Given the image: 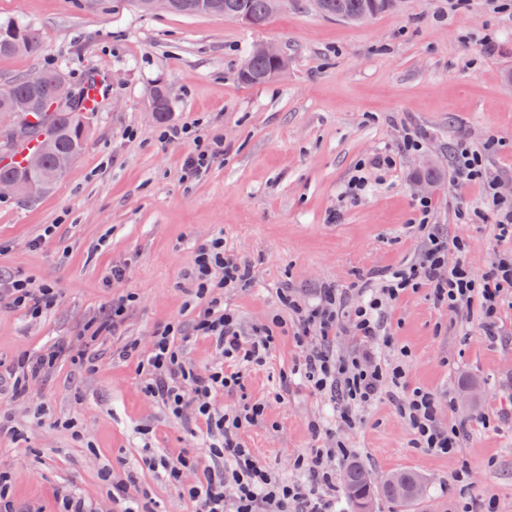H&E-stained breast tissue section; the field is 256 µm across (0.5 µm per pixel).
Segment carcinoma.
Here are the masks:
<instances>
[{"label": "carcinoma", "instance_id": "carcinoma-1", "mask_svg": "<svg viewBox=\"0 0 512 512\" xmlns=\"http://www.w3.org/2000/svg\"><path fill=\"white\" fill-rule=\"evenodd\" d=\"M222 12L227 16L243 15L252 20V26L267 25L277 13L275 0H222ZM331 16L353 23L364 15L378 16L392 12L401 6V0H329ZM205 0H175L174 12L182 15H198ZM41 45V36L33 28L8 21L0 24V57L15 54H34ZM276 68L272 60L249 51L245 58L240 78L250 84H262L271 80ZM50 81L39 89H33L21 77L0 88V108L12 106L20 101L45 102L42 111L25 113V125L34 135L47 131L52 137L53 147L44 154L43 165L31 173L34 178H47L59 182L67 169L59 161L66 156L77 157L83 150L86 131L83 123L89 110L82 97L71 103L53 97L51 79L58 71H46ZM393 481L375 483L372 474L358 460L348 461L341 472L343 490L355 512H372L374 500L381 496L389 501L409 503L417 499L415 488L421 484L420 477L412 472H393Z\"/></svg>", "mask_w": 512, "mask_h": 512}]
</instances>
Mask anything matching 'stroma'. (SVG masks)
Returning <instances> with one entry per match:
<instances>
[{"label": "stroma", "mask_w": 512, "mask_h": 512, "mask_svg": "<svg viewBox=\"0 0 512 512\" xmlns=\"http://www.w3.org/2000/svg\"><path fill=\"white\" fill-rule=\"evenodd\" d=\"M7 21L38 30L44 44L36 55L0 58V87L58 69L75 87L99 74L108 94L60 182L34 199L0 197V276L59 292L38 319L0 295V372L20 354L38 356L75 339L113 297L139 298L121 329L101 339L97 370L62 360L35 384L45 419L11 404L15 430L0 433V474L12 478L18 512H59L67 490L110 512L100 473L121 462L133 474L129 496L148 512H193L148 460L199 453L205 441L190 420L145 396L136 360L112 353L133 340L149 346L160 324L191 321L197 242L223 235L250 265V285L224 293L247 335L281 313L278 289H293L309 305L331 283L353 304L381 272L414 261L425 244L416 200L426 160L442 177L425 219L444 236L469 239L471 271L483 275L512 249L493 219L460 223L480 192L456 185L450 166L456 143L467 141L483 149L489 173L512 194V0H413L361 25L324 17L310 0H288L262 28L144 12L134 0H0V22ZM484 36L491 48L480 45ZM259 42L279 44L288 69L264 84L242 83L245 56ZM156 83L169 91L167 123L224 139L223 161L196 179L183 170L192 142L159 136L167 123L148 106ZM410 132L421 135L423 149L398 155ZM382 153L397 154L396 167L367 170L365 191L346 198L359 163ZM50 224L53 238L42 239ZM116 265L124 269L118 280ZM480 322L479 305L451 315L425 287L388 315L391 343L382 355L402 365L408 387L453 403L440 415L464 425L455 454L415 447L389 396L360 407L355 428L341 427L336 400L298 373L301 352L287 332L264 365L251 367L243 394L229 399L266 405L241 439L288 479L296 457L334 439L375 478L400 469L422 477L418 505L381 499L374 512H455L458 502L489 497L499 512H512V303L500 309L495 339L483 336ZM466 465L470 480L456 481Z\"/></svg>", "instance_id": "obj_1"}]
</instances>
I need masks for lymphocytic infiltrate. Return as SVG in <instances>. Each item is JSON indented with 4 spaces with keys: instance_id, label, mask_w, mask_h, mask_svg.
<instances>
[{
    "instance_id": "obj_1",
    "label": "lymphocytic infiltrate",
    "mask_w": 512,
    "mask_h": 512,
    "mask_svg": "<svg viewBox=\"0 0 512 512\" xmlns=\"http://www.w3.org/2000/svg\"><path fill=\"white\" fill-rule=\"evenodd\" d=\"M192 138L194 149L185 162L186 176L207 170L224 156V141L193 135L189 126L164 130L163 140ZM451 167L457 184H476L482 189L480 210L493 214L501 239L512 237V199L499 191L498 181L488 175L479 150L461 142L451 154ZM469 244L458 237L447 239L438 232L427 234L426 245L418 259L408 267L390 273L379 288L364 295L355 306H348L347 294L333 285L320 288L318 301L306 306L289 291H280V303L291 313L294 338L303 346L300 365L306 381L317 392L336 397L340 402L341 424H354L360 407L381 398L386 389L399 391L398 406L413 432L415 447L437 454L456 451L460 431L456 425L442 426L438 421L439 400L431 392L407 389L401 366L381 360L379 348L387 341L385 319L389 308L402 295L428 287L435 302L451 313H459L473 301L482 307L481 331L493 336L498 310L512 292V257L500 258L482 279H475L464 258ZM456 262H449V253ZM190 278L194 285L197 314L193 335L208 339L221 356L219 364L205 373H195L187 366L180 325L158 326L149 349L139 343L125 345L119 353L123 359H137L147 379L145 394L165 405L174 417L193 415L210 438L205 455H184L177 459L162 457L150 460V467L166 481L181 487L192 501L194 512H224L225 498H232L233 512H333L327 489L333 488V473L327 467L331 457L347 456L348 448L313 449L309 457L296 459L294 467L305 473L302 481L277 477L258 462L240 439L243 428L256 423L265 411L261 402L248 404L238 411L217 408L218 397L240 390L249 366L265 363L276 336L272 327H255L244 334L238 314L224 305L218 294L222 288H238L251 279L248 264L227 251L223 236L216 235L200 243L193 259ZM11 296L13 304L27 308L38 318L54 307V287H30L28 281L11 279L0 286ZM135 295L112 300L99 322L89 326L87 336L72 346L71 359L88 370H95L97 359L88 351L91 342L102 333L116 330ZM356 338L358 347L342 355L334 349L339 331ZM55 354L37 359L22 354L9 369L11 400L30 397L37 382Z\"/></svg>"
}]
</instances>
